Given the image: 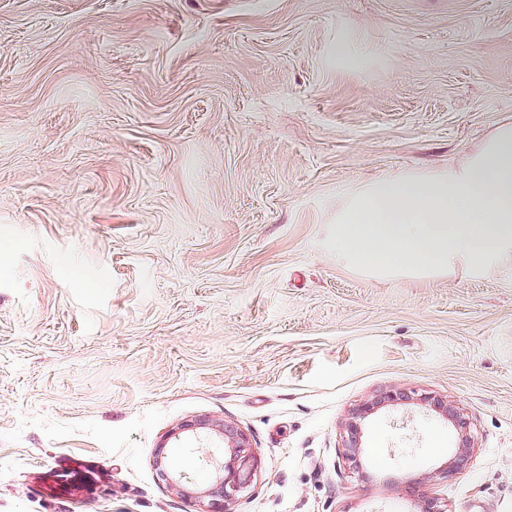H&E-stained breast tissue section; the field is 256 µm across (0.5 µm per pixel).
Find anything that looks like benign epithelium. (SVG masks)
Here are the masks:
<instances>
[{
  "instance_id": "benign-epithelium-1",
  "label": "benign epithelium",
  "mask_w": 512,
  "mask_h": 512,
  "mask_svg": "<svg viewBox=\"0 0 512 512\" xmlns=\"http://www.w3.org/2000/svg\"><path fill=\"white\" fill-rule=\"evenodd\" d=\"M411 396L400 391H388L372 402H366L354 409L347 425V436L344 441L346 457L354 467L357 464V455L360 453L362 443L360 440L361 421L373 413L374 409L387 403L406 401ZM420 403L427 404L448 419L457 428L467 424L466 419L448 403L432 395H422L418 398ZM198 429H207L219 435L224 440V464L216 468L213 481L208 489L210 509L207 512H229L228 506L234 497L245 491L251 484L258 468V460L247 451V438L237 426L226 422L198 421L187 423L179 428V432ZM472 440L469 433L461 434L460 445L456 453L445 463L435 475L451 478L465 468L469 460Z\"/></svg>"
}]
</instances>
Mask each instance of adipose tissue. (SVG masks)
I'll return each mask as SVG.
<instances>
[{
  "mask_svg": "<svg viewBox=\"0 0 512 512\" xmlns=\"http://www.w3.org/2000/svg\"><path fill=\"white\" fill-rule=\"evenodd\" d=\"M334 224L337 261L373 275L512 261V120L459 163L387 173L345 190Z\"/></svg>",
  "mask_w": 512,
  "mask_h": 512,
  "instance_id": "obj_1",
  "label": "adipose tissue"
}]
</instances>
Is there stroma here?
<instances>
[{"instance_id":"obj_1","label":"stroma","mask_w":512,"mask_h":512,"mask_svg":"<svg viewBox=\"0 0 512 512\" xmlns=\"http://www.w3.org/2000/svg\"><path fill=\"white\" fill-rule=\"evenodd\" d=\"M351 32L359 69L329 48ZM512 118V0H0V512H512V263L376 278L339 191ZM77 277H70V270ZM471 424L466 468H437ZM409 399H413V397L409 396L407 393L400 391H388L383 393L376 400H373L372 402H366L360 405L358 408L354 409V411L351 413L350 421L347 425V436L343 447L346 448L345 455L347 459L354 464L355 469H359L357 455L360 453V448H363L360 440L361 421L373 413L375 408H378L384 403H394L397 401H406ZM421 404H427L433 407L435 411H438L446 420L450 421L457 428H463L467 424L466 419L453 407L448 405L447 401L432 395H420V398L416 399ZM178 433L207 429L224 440V464L216 468L213 481L207 490L209 510L204 512H229L228 506L234 497L251 484L258 468V460L247 451L246 435L237 426L226 421H198L182 425ZM176 438V437H175Z\"/></svg>"}]
</instances>
